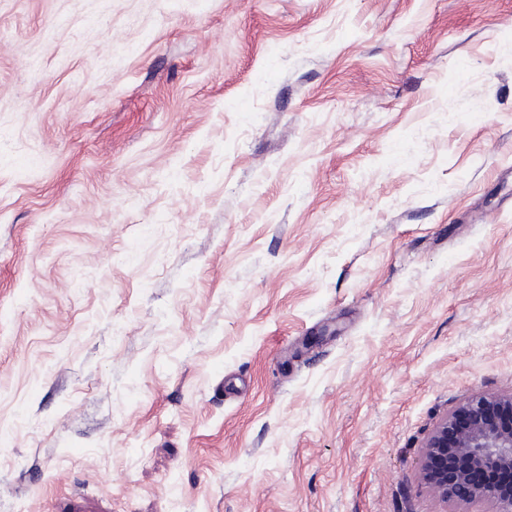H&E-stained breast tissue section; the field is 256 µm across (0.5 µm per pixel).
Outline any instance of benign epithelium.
<instances>
[{"mask_svg":"<svg viewBox=\"0 0 512 512\" xmlns=\"http://www.w3.org/2000/svg\"><path fill=\"white\" fill-rule=\"evenodd\" d=\"M512 409V395L484 393L465 398L437 423L423 446L421 474L432 493L465 501L488 498L496 512H512V492L501 493L480 484L490 469L512 468V429L502 428L494 410ZM456 465L448 468V456Z\"/></svg>","mask_w":512,"mask_h":512,"instance_id":"7a95c632","label":"benign epithelium"}]
</instances>
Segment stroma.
I'll list each match as a JSON object with an SVG mask.
<instances>
[{"mask_svg": "<svg viewBox=\"0 0 512 512\" xmlns=\"http://www.w3.org/2000/svg\"><path fill=\"white\" fill-rule=\"evenodd\" d=\"M512 0H0V512H495ZM512 410L508 397L484 393L465 398L437 423L423 446L421 474L432 493L447 499L465 501L488 498L496 512H512V492L507 471L488 475V481L501 492L480 484V475L489 469L512 468V429L502 428L494 410ZM456 465L448 471V464Z\"/></svg>", "mask_w": 512, "mask_h": 512, "instance_id": "1", "label": "stroma"}]
</instances>
